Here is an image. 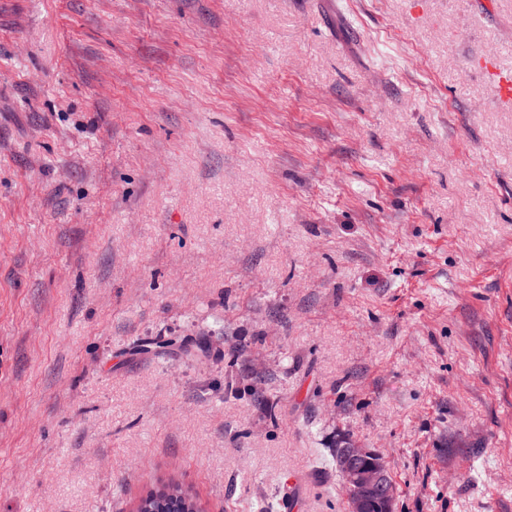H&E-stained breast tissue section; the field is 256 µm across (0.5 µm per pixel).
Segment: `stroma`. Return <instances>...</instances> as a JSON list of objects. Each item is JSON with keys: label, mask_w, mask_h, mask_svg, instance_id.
I'll return each instance as SVG.
<instances>
[{"label": "stroma", "mask_w": 512, "mask_h": 512, "mask_svg": "<svg viewBox=\"0 0 512 512\" xmlns=\"http://www.w3.org/2000/svg\"><path fill=\"white\" fill-rule=\"evenodd\" d=\"M492 2L0 0V512H512ZM338 449L352 512H394L396 491L382 456L345 442Z\"/></svg>", "instance_id": "35a3bbf8"}]
</instances>
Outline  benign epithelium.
<instances>
[{
    "label": "benign epithelium",
    "instance_id": "7a95c632",
    "mask_svg": "<svg viewBox=\"0 0 512 512\" xmlns=\"http://www.w3.org/2000/svg\"><path fill=\"white\" fill-rule=\"evenodd\" d=\"M338 454L351 512H394L396 491L382 456L348 442Z\"/></svg>",
    "mask_w": 512,
    "mask_h": 512
}]
</instances>
